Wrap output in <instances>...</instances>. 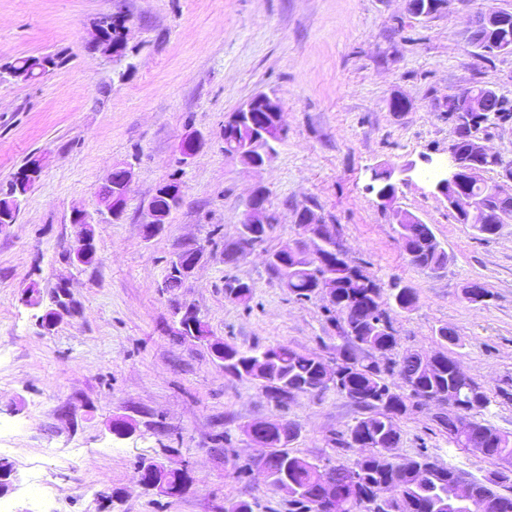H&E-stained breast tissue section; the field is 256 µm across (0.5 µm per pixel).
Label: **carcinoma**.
<instances>
[{"instance_id":"obj_1","label":"carcinoma","mask_w":512,"mask_h":512,"mask_svg":"<svg viewBox=\"0 0 512 512\" xmlns=\"http://www.w3.org/2000/svg\"><path fill=\"white\" fill-rule=\"evenodd\" d=\"M447 0H420V9L412 12L416 17H429L440 12ZM125 19L106 17L99 23L104 42L114 52L124 48ZM478 94L490 120L496 115H512L505 110L493 88L473 85L458 95ZM27 161L19 175L0 191V215L15 222L20 212L23 193L30 190L35 179L28 176ZM512 220V203L506 207L492 206L484 223L471 228L480 235H495L502 225ZM272 225L254 229L241 224L239 238L232 248L224 249V262L232 263L238 256L265 241ZM398 234L412 265L436 269L445 266L448 254L441 248L432 229L423 223L400 224ZM196 252L187 248L170 261L164 280L166 288H180L185 279L179 270ZM268 267L284 281L288 290L299 300L316 296L320 285L331 288L335 296L331 317L342 344L336 347L338 379L330 385L323 382L328 363L317 353L277 345L275 359L263 364V375L255 373L260 355L271 348L255 347L243 350L229 342H214L220 348L218 359L224 361V373L238 379L257 380L265 384L275 405L285 408L288 401L298 394L318 395L333 387L363 411V416L336 438L340 448H357L359 453L349 463H320L290 450L280 444V436L293 441L298 429L282 419L266 421L262 432L271 439V468L274 482L288 478V512H317L318 496L323 478L331 479L341 499L350 503L344 512H390L380 497V485L389 478H396L411 489L413 501L403 500L399 512H422L420 505L438 507L448 490V483L460 478L453 468L437 466L430 457L397 459L391 451L398 447L401 418L425 408L436 401L440 411L433 421L448 438H453L458 425L465 419L487 409L490 396L471 377H462L452 365L456 359L443 355L438 365L430 370L427 358L418 352L395 353L398 345L395 329L390 324L387 309L410 311L417 303L415 290L407 285L385 289L370 280L362 270L345 259L326 266L316 273L306 267L303 259L281 248L269 255ZM253 287L240 280L224 286L225 298L235 296L239 303L251 299ZM512 455V436L502 435L495 444L488 445L486 457L497 460ZM512 485V472L494 473L487 482H471L475 504L483 509L485 499L494 497L504 506L503 512H512V497L493 490L495 486Z\"/></svg>"}]
</instances>
